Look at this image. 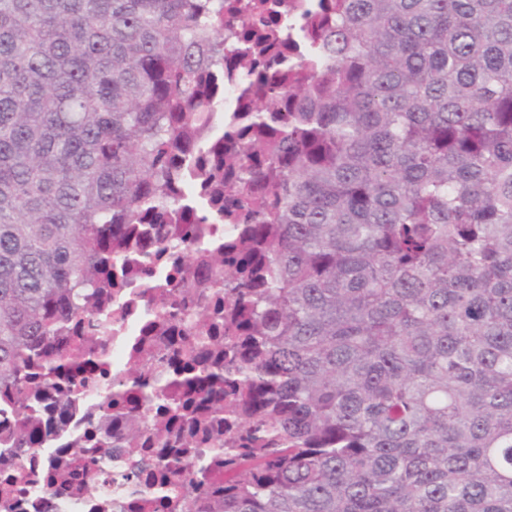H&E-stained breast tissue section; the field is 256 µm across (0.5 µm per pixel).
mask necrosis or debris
I'll return each instance as SVG.
<instances>
[{"instance_id": "4bbe7bcc", "label": "necrosis or debris", "mask_w": 512, "mask_h": 512, "mask_svg": "<svg viewBox=\"0 0 512 512\" xmlns=\"http://www.w3.org/2000/svg\"><path fill=\"white\" fill-rule=\"evenodd\" d=\"M256 2L257 11L245 20L235 9L237 0H224V29L234 37L223 73L213 79L216 91L210 107L194 115L195 143L183 154L174 184L181 209L158 225L137 227L129 242L115 244L112 286L98 299V317L107 332L96 334L82 325L54 343L63 354L79 346L94 347L102 352L100 360L66 363L54 381L38 378L28 385L35 400L62 412V421H29L33 445L18 448L14 397L0 390V499H7V512H207L199 477L216 453L217 433L199 440L195 452L183 456L182 473L163 477L164 449L176 451L181 444L174 432L153 439L165 401L160 396L145 401L142 390L170 383L177 369L190 362L187 346L193 337L224 334V299L203 284L205 256L222 248L238 228L213 203L198 173L201 161L234 151L224 129L248 102V84L238 73L234 52L248 50L271 29L288 44L289 64L305 63L313 50L312 15L320 0ZM163 232L183 235L181 248L164 249L159 240ZM172 296L188 320L171 322L165 308ZM112 402L140 417L150 438L126 446L122 424H114L103 462L81 468L76 451L98 437Z\"/></svg>"}]
</instances>
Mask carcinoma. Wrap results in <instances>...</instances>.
Listing matches in <instances>:
<instances>
[{"mask_svg":"<svg viewBox=\"0 0 512 512\" xmlns=\"http://www.w3.org/2000/svg\"><path fill=\"white\" fill-rule=\"evenodd\" d=\"M224 0H0V386L96 321L112 242L171 196L224 65ZM227 186L252 224L208 280L236 305L241 412L209 512H512V0H336L285 86L257 71ZM260 173L265 198L247 185Z\"/></svg>","mask_w":512,"mask_h":512,"instance_id":"cac0c4a2","label":"carcinoma"}]
</instances>
